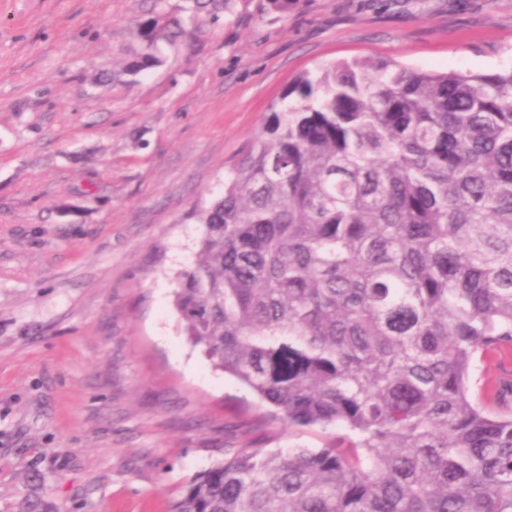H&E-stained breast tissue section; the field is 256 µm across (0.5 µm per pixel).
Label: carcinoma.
<instances>
[{
    "label": "carcinoma",
    "mask_w": 512,
    "mask_h": 512,
    "mask_svg": "<svg viewBox=\"0 0 512 512\" xmlns=\"http://www.w3.org/2000/svg\"><path fill=\"white\" fill-rule=\"evenodd\" d=\"M229 0H190L213 21ZM190 31L157 12L127 71ZM184 332L320 448H263L267 426L198 473L171 512H512V66L398 63L305 73L197 213ZM503 369L512 371V353L511 359L505 357L494 356L478 359L476 369L473 372L472 378V391L483 394L482 388L488 389L491 383L502 375Z\"/></svg>",
    "instance_id": "obj_1"
}]
</instances>
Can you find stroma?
Listing matches in <instances>:
<instances>
[{"label": "stroma", "mask_w": 512, "mask_h": 512, "mask_svg": "<svg viewBox=\"0 0 512 512\" xmlns=\"http://www.w3.org/2000/svg\"><path fill=\"white\" fill-rule=\"evenodd\" d=\"M184 4L0 0V512H169L264 420L174 298L196 211L294 78L512 65V0H232L163 66L96 84Z\"/></svg>", "instance_id": "stroma-1"}]
</instances>
